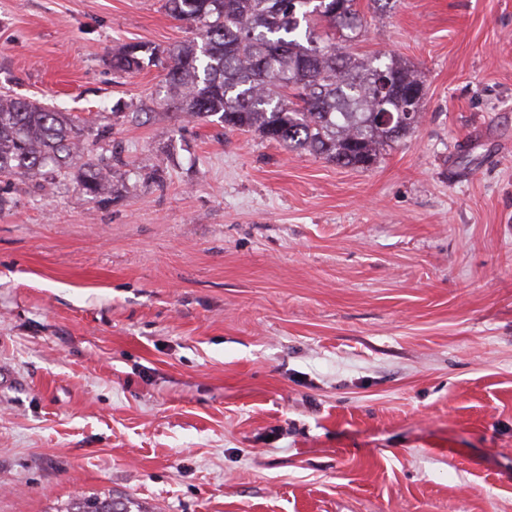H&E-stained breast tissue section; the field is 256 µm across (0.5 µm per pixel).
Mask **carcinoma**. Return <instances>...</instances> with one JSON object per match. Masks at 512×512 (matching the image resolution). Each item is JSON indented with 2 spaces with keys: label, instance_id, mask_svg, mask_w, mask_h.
<instances>
[{
  "label": "carcinoma",
  "instance_id": "obj_1",
  "mask_svg": "<svg viewBox=\"0 0 512 512\" xmlns=\"http://www.w3.org/2000/svg\"><path fill=\"white\" fill-rule=\"evenodd\" d=\"M197 39L163 52L129 44L120 74L149 59L166 71L167 100L192 121L219 116L290 151L367 169L416 125L401 122L422 84L386 54L358 58L347 44L364 28L357 0H166ZM391 112L394 121L382 120ZM87 120L39 101L0 96V176L28 177L80 156ZM66 512H143L130 497L87 496Z\"/></svg>",
  "mask_w": 512,
  "mask_h": 512
}]
</instances>
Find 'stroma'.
I'll use <instances>...</instances> for the list:
<instances>
[{"label":"stroma","mask_w":512,"mask_h":512,"mask_svg":"<svg viewBox=\"0 0 512 512\" xmlns=\"http://www.w3.org/2000/svg\"><path fill=\"white\" fill-rule=\"evenodd\" d=\"M164 2L0 0V94L105 133L0 182V512H512V0H358L424 89L364 170L115 74ZM66 512H144L130 497L118 495L87 496L70 503Z\"/></svg>","instance_id":"obj_1"}]
</instances>
